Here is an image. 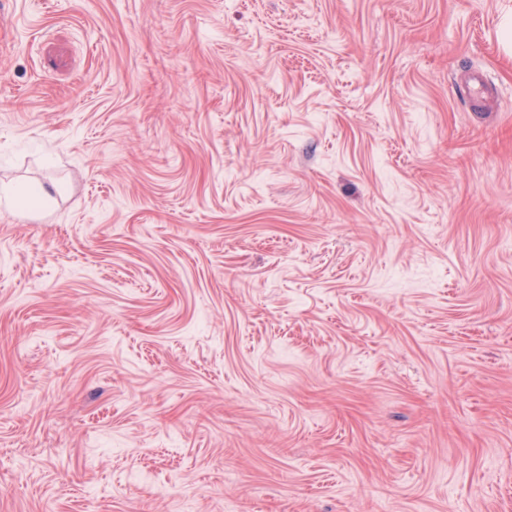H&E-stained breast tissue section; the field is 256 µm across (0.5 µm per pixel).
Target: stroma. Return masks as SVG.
I'll use <instances>...</instances> for the list:
<instances>
[{
	"label": "stroma",
	"mask_w": 512,
	"mask_h": 512,
	"mask_svg": "<svg viewBox=\"0 0 512 512\" xmlns=\"http://www.w3.org/2000/svg\"><path fill=\"white\" fill-rule=\"evenodd\" d=\"M17 182L0 512H512V0H0ZM14 205L22 211H34L43 201L45 190L40 185H21L10 189Z\"/></svg>",
	"instance_id": "obj_1"
}]
</instances>
